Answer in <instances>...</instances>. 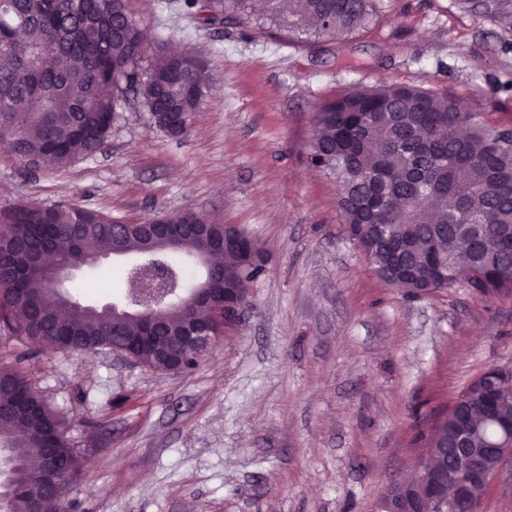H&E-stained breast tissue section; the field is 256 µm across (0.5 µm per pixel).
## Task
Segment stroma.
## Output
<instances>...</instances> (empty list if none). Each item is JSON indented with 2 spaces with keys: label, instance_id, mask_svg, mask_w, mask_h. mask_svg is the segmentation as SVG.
Returning <instances> with one entry per match:
<instances>
[{
  "label": "stroma",
  "instance_id": "obj_1",
  "mask_svg": "<svg viewBox=\"0 0 512 512\" xmlns=\"http://www.w3.org/2000/svg\"><path fill=\"white\" fill-rule=\"evenodd\" d=\"M182 2L124 0L150 52L190 53L210 79L186 132L169 137L133 101L104 150L68 166L0 151V208L236 225L267 257L252 310L189 372L4 334L0 362L22 360L81 452L69 512H381L390 479L418 463V431L487 369H512V292L410 298L383 282L307 162L313 112L386 80L512 126V0H377L366 28L314 41L204 28ZM123 269L104 261L71 292L108 304Z\"/></svg>",
  "mask_w": 512,
  "mask_h": 512
}]
</instances>
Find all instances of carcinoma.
<instances>
[{
	"label": "carcinoma",
	"instance_id": "cac0c4a2",
	"mask_svg": "<svg viewBox=\"0 0 512 512\" xmlns=\"http://www.w3.org/2000/svg\"><path fill=\"white\" fill-rule=\"evenodd\" d=\"M184 0L204 27L235 19L270 32L290 25L321 38L362 29L375 13V0ZM144 61V40L124 0H0V151L25 165L66 166L106 145L112 123L133 94L152 122L176 138L187 127L207 86L195 59L179 63L160 57ZM469 133L459 136V125ZM307 162L332 177L348 237L387 283L401 281L409 296L424 289L455 286L461 272L482 293L512 291V127L492 126L469 110L462 95L433 94L381 81L322 103L313 116ZM433 200L430 205L421 200ZM81 225L95 253L140 252L153 263L173 266L189 254L194 239L162 240L144 227L122 232L99 212L70 204L17 203L0 211V325L67 351L125 348L142 365L167 370L196 366L200 348L173 338L164 349L136 340L144 323L116 319L81 303L60 302L49 293L51 277L30 263L42 243L71 268L90 263L74 237ZM246 263L223 256L228 286L250 284L264 271L262 249L253 241ZM208 316L188 307L173 316L178 332ZM26 404L31 414L0 416V447L7 452L11 490L0 494V512H57L55 502L34 503L28 488L47 469L44 437L63 466L62 488L82 472L80 452L67 438L62 417L42 399L25 373L0 363V409ZM479 420L475 445L492 431L481 417L486 400L476 382L455 399ZM446 412L417 434L428 451L448 441Z\"/></svg>",
	"mask_w": 512,
	"mask_h": 512
}]
</instances>
